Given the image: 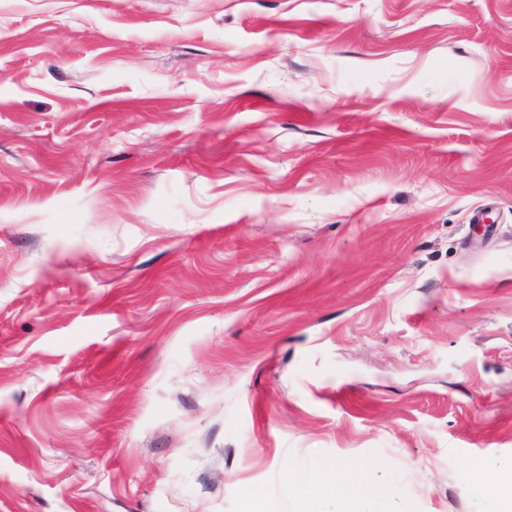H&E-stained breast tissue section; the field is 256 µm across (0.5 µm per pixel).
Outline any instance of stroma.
Returning a JSON list of instances; mask_svg holds the SVG:
<instances>
[{"label":"stroma","mask_w":512,"mask_h":512,"mask_svg":"<svg viewBox=\"0 0 512 512\" xmlns=\"http://www.w3.org/2000/svg\"><path fill=\"white\" fill-rule=\"evenodd\" d=\"M479 460L512 0H0V512H297L327 461L477 512Z\"/></svg>","instance_id":"obj_1"}]
</instances>
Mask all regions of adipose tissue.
<instances>
[{"instance_id": "obj_1", "label": "adipose tissue", "mask_w": 512, "mask_h": 512, "mask_svg": "<svg viewBox=\"0 0 512 512\" xmlns=\"http://www.w3.org/2000/svg\"><path fill=\"white\" fill-rule=\"evenodd\" d=\"M323 479L317 487L298 486L304 512H403L391 489L382 482L365 481L335 462L322 465ZM480 495V512H512V462L499 467L495 481H487L484 466L471 464L463 474Z\"/></svg>"}]
</instances>
